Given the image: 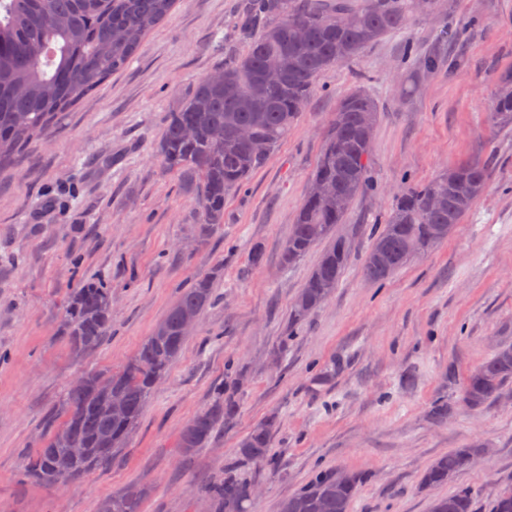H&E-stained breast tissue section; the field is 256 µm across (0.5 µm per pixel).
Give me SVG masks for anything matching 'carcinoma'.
Here are the masks:
<instances>
[{"label":"carcinoma","mask_w":512,"mask_h":512,"mask_svg":"<svg viewBox=\"0 0 512 512\" xmlns=\"http://www.w3.org/2000/svg\"><path fill=\"white\" fill-rule=\"evenodd\" d=\"M177 0H0V168L45 135L58 115L72 109L135 57L148 33L175 8ZM415 0H242L238 29L248 47L234 61L199 78L175 111L169 113L157 153L164 169L178 175L198 200L200 235L224 223V199L240 191L288 136L306 106L316 78L327 68L347 63L387 35L405 28ZM342 14L348 27L337 25ZM305 26L298 38L293 25ZM278 73L271 83L267 74ZM379 108L365 90L346 96L329 125L311 181L335 186L332 198L304 195L282 252L295 263L319 243L326 247L297 295L291 321L298 325L336 288L350 257V244L334 236L358 196L371 185L369 160ZM491 124L512 129V72L504 75L491 104ZM241 129L268 143L264 155L239 139ZM494 157L452 165L429 181L408 188L382 225L374 229L364 275L389 279L412 257L416 240L427 252L442 243L471 211L490 180ZM443 205L432 204L436 197ZM211 272L183 288L165 317L127 363L108 375L89 373L73 382L64 405L65 420L50 434L29 464L27 475L55 487L106 465L127 444L156 385L180 355L187 337L183 317H200L214 301ZM112 328V293L100 280L73 289L60 331L83 355L96 350ZM512 379V345L469 372L462 400L472 409L492 402ZM126 406L117 417L107 403ZM237 405L217 389L215 403L184 428L186 452L208 446L214 430L234 419ZM273 433L256 424L240 442L238 457L252 464L272 460ZM84 453L74 455L72 449ZM481 445L456 448L434 459L421 487L448 484L467 468ZM320 470L298 493L282 502L280 512H351L365 475ZM144 489L112 493L100 512H140ZM211 512H247L250 483L229 469L208 487ZM431 512H474L470 490L460 489L433 500Z\"/></svg>","instance_id":"cac0c4a2"}]
</instances>
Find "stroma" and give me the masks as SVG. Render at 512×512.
<instances>
[{"label":"stroma","instance_id":"obj_1","mask_svg":"<svg viewBox=\"0 0 512 512\" xmlns=\"http://www.w3.org/2000/svg\"><path fill=\"white\" fill-rule=\"evenodd\" d=\"M239 7L179 0L127 67L0 173V512H99L132 484L148 489L141 512H209L206 486L238 466L239 442L269 418L275 466H240L256 489L248 512H280L317 470L336 468L367 476L351 512H430L433 498L460 487L476 512H490L512 487V382L482 409L460 396L467 373L512 344V134L487 122L498 78L512 71V0H437L323 71L287 139L203 237L197 200L156 150L194 81L244 52ZM463 21L470 29L449 44L444 30ZM432 53L448 66L424 70L418 59ZM359 86L381 110L373 187L336 228L351 245L336 288L293 325L292 303L322 249L291 265L282 249L333 114ZM488 142L499 161L462 223L385 283L367 281L371 228L403 182L427 181ZM213 271V304L112 464L59 488L23 478L27 456L63 420L70 383L122 370L179 289ZM86 276L112 290V331L77 355L60 321ZM223 383L235 389L236 417L208 447L183 453L185 425ZM439 403L446 419L432 414ZM477 442L488 455L448 485L420 489L433 459Z\"/></svg>","mask_w":512,"mask_h":512}]
</instances>
